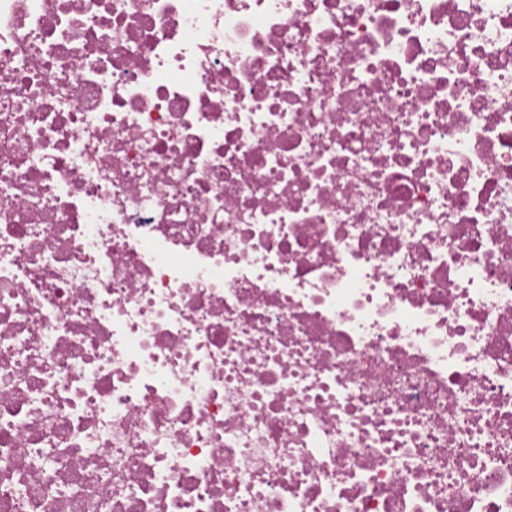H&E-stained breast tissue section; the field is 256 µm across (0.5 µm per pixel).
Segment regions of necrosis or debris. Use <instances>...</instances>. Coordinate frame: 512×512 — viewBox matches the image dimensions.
<instances>
[{
  "label": "necrosis or debris",
  "mask_w": 512,
  "mask_h": 512,
  "mask_svg": "<svg viewBox=\"0 0 512 512\" xmlns=\"http://www.w3.org/2000/svg\"><path fill=\"white\" fill-rule=\"evenodd\" d=\"M0 512H512V0H0Z\"/></svg>",
  "instance_id": "necrosis-or-debris-1"
}]
</instances>
